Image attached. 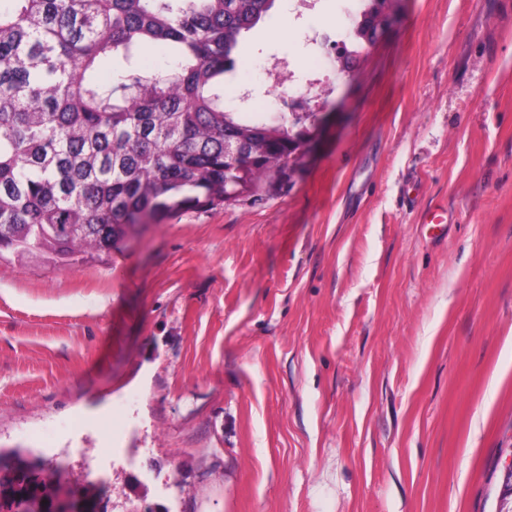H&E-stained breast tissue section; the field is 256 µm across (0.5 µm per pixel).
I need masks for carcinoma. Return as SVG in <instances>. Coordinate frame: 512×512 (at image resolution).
<instances>
[{"mask_svg":"<svg viewBox=\"0 0 512 512\" xmlns=\"http://www.w3.org/2000/svg\"><path fill=\"white\" fill-rule=\"evenodd\" d=\"M364 0L355 43L376 41ZM275 0H0V262L29 256L73 265L138 224L258 193L299 162L316 112L224 106V76L242 35ZM149 45L166 67L98 77L114 55ZM40 459L0 450V509L47 512L59 496H98Z\"/></svg>","mask_w":512,"mask_h":512,"instance_id":"carcinoma-1","label":"carcinoma"}]
</instances>
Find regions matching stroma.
<instances>
[{
    "instance_id": "obj_1",
    "label": "stroma",
    "mask_w": 512,
    "mask_h": 512,
    "mask_svg": "<svg viewBox=\"0 0 512 512\" xmlns=\"http://www.w3.org/2000/svg\"><path fill=\"white\" fill-rule=\"evenodd\" d=\"M355 5L276 0L224 76L281 112L326 60L278 185L0 263V449L112 512H512V0H403L343 73Z\"/></svg>"
}]
</instances>
